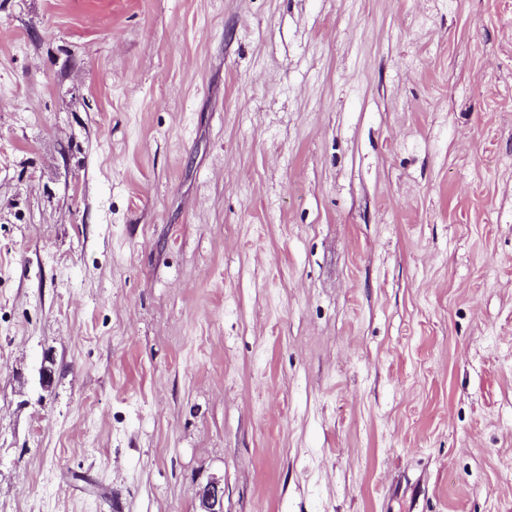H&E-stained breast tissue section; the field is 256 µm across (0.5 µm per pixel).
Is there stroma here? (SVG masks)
Here are the masks:
<instances>
[{
    "label": "stroma",
    "instance_id": "stroma-1",
    "mask_svg": "<svg viewBox=\"0 0 512 512\" xmlns=\"http://www.w3.org/2000/svg\"><path fill=\"white\" fill-rule=\"evenodd\" d=\"M214 477L512 512V0H0V512Z\"/></svg>",
    "mask_w": 512,
    "mask_h": 512
}]
</instances>
